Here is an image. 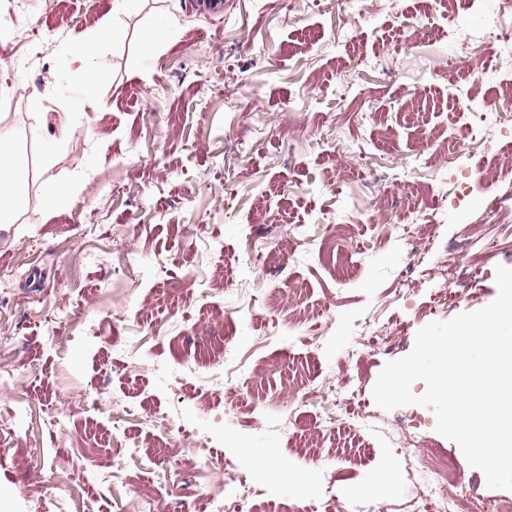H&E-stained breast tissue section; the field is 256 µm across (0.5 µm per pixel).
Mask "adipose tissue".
<instances>
[{"label": "adipose tissue", "mask_w": 512, "mask_h": 512, "mask_svg": "<svg viewBox=\"0 0 512 512\" xmlns=\"http://www.w3.org/2000/svg\"><path fill=\"white\" fill-rule=\"evenodd\" d=\"M69 131V123L64 119L60 120L53 137L45 136L43 128L33 129V137L42 139L44 144L42 154L37 157L28 155L12 141L0 139V225L17 223L29 202L28 184L32 171L50 169L53 149Z\"/></svg>", "instance_id": "ef3b65f1"}]
</instances>
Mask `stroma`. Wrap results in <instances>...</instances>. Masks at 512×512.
<instances>
[{
    "instance_id": "obj_1",
    "label": "stroma",
    "mask_w": 512,
    "mask_h": 512,
    "mask_svg": "<svg viewBox=\"0 0 512 512\" xmlns=\"http://www.w3.org/2000/svg\"><path fill=\"white\" fill-rule=\"evenodd\" d=\"M482 2L452 15L442 0H141L90 93L88 33L112 0L0 7V99L14 101L0 137L37 156V113L71 126L0 226V376H15L0 391V512H204L228 489L253 512H424L407 420L429 447L458 446L432 407L386 411L372 388L420 328L487 306L497 266L512 267V207L479 182L512 155V110L480 128L488 93L512 84L498 53L512 0ZM489 13L497 39L472 40ZM172 18L178 41L145 46L140 30ZM49 175L79 188L51 217ZM414 187L448 197L438 236L420 229ZM465 228L497 244L482 265ZM324 303L327 319L294 324L299 305ZM226 339L230 362L194 363ZM293 357L318 365L305 399L281 388ZM251 376L258 410L227 422L231 387ZM349 376L378 427L370 453L312 462L288 430L343 422ZM251 448L285 461L287 481L252 466Z\"/></svg>"
}]
</instances>
